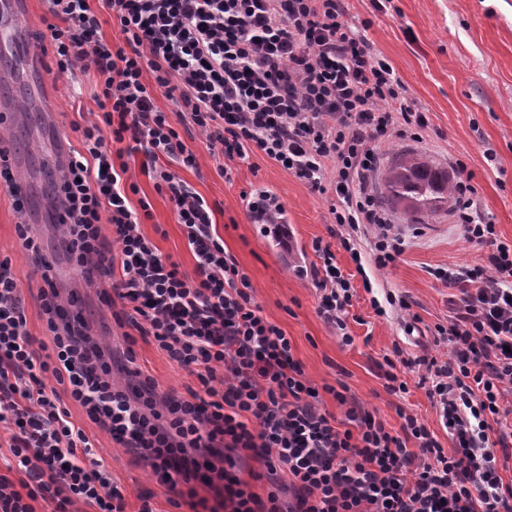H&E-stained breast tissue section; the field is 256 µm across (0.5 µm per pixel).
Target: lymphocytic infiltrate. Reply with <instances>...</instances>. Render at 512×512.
<instances>
[{"mask_svg":"<svg viewBox=\"0 0 512 512\" xmlns=\"http://www.w3.org/2000/svg\"><path fill=\"white\" fill-rule=\"evenodd\" d=\"M345 0H48L57 76L96 72L97 110L80 127L56 189L67 252L88 285L110 282L107 303L119 326L152 339L196 384L186 395L158 391L142 375L130 396L114 386L111 365L69 318L52 268L28 224L15 227L44 283L39 290L46 338L32 335L21 279L0 257V426L19 481L0 474V512H125L124 497L82 426L88 420L150 467L173 507L196 512L192 481L222 483L210 512H512V487L497 473V453L512 447L499 420L512 389V243L482 219L462 162L452 215L464 237L491 244L488 262L434 269L460 297L436 343L447 359L415 356L419 384L455 443L445 449L417 417L391 434L376 412L334 386L318 390L285 332L263 316L251 280L224 249L206 200L167 169L166 189L196 264L182 271L142 230L126 191L127 164L143 154L184 168L195 152L155 104L163 94L196 126L209 150L227 160L262 152L311 191L333 189L332 242L315 241L318 316L347 330L353 285L336 248L361 262L368 236L374 262L395 263L407 243L370 186L378 143L420 140L429 120L416 109L392 65ZM109 16L124 40L102 32ZM346 407L347 429L320 407L322 394ZM228 448L266 468L271 489L259 497L234 468H211L189 449Z\"/></svg>","mask_w":512,"mask_h":512,"instance_id":"f902f5d3","label":"lymphocytic infiltrate"}]
</instances>
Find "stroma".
Listing matches in <instances>:
<instances>
[{
	"mask_svg": "<svg viewBox=\"0 0 512 512\" xmlns=\"http://www.w3.org/2000/svg\"><path fill=\"white\" fill-rule=\"evenodd\" d=\"M33 2L35 22L30 27L16 24L9 13L0 11V74L8 76L7 82H0V106L7 110L0 123V143L9 149L13 171L27 197L26 211L20 215L9 194L0 188V253L11 257L20 278H27L31 262L17 241L15 226L21 221L32 224L53 266L61 298L78 300L89 311L90 333L111 353L115 383L135 384V377L126 371L132 361L154 377L162 391L185 393L193 383L187 371L170 362L153 343L140 337L126 340L111 309L98 292L82 284L68 256L57 248L52 161L59 146L79 147V135L71 126L89 120L96 108L99 81L92 73L74 81L56 77L51 55L36 61L34 34L43 28L41 18L47 5L45 0ZM346 7L354 23H367L366 35L373 47L393 66L409 99L429 119L422 140L393 138L378 145L382 167H389L404 151L428 160L442 173L450 172L452 161H463L472 175L480 215L495 224L501 240L511 242L512 0H391L382 12L374 10L371 0H346ZM155 104L197 156L196 168L178 167L175 175L209 203L225 250L248 274L263 315L286 333L310 379L319 386L345 384L352 396L378 410L391 431L400 430L401 413H410L427 425L442 447L453 448L418 385L421 369L397 366L395 372L406 381L408 391L391 395L385 389L384 357L397 345L408 356L427 346L433 355L447 358L448 345H435L433 333L437 324L447 321L450 302L459 291L435 279L432 271L485 264L489 246L465 240L449 207L419 225L410 220L403 205L389 202L396 227L408 240L393 265L380 269L366 257L361 263L365 272L360 275L346 251L336 252L338 265L351 275L354 286L347 318L352 341L343 343L316 313L311 278L318 261L314 240L331 239L333 193L311 191L259 152L246 161L231 162L230 176L220 175L218 159L172 102L159 94ZM144 161L139 153L126 159V182L134 187L130 204L135 208L149 204L151 217L143 223L144 233L186 273H193L195 260L175 220L169 195L144 173ZM257 189L270 191L284 204L295 236L292 250H285L265 225L251 223L244 197ZM389 294L405 296L410 302L411 314L418 317L413 334H405L401 315L393 308L381 314L373 308V301ZM73 419L82 424L105 459L124 495L126 512H139L146 500L153 512H189L185 506L172 507L148 468L113 444L81 411H74Z\"/></svg>",
	"mask_w": 512,
	"mask_h": 512,
	"instance_id": "stroma-1",
	"label": "stroma"
}]
</instances>
